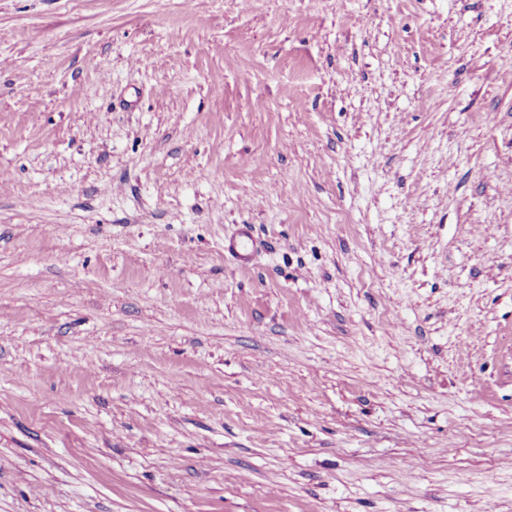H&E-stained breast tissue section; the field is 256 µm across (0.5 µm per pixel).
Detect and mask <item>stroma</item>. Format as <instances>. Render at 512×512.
I'll list each match as a JSON object with an SVG mask.
<instances>
[{
	"instance_id": "stroma-1",
	"label": "stroma",
	"mask_w": 512,
	"mask_h": 512,
	"mask_svg": "<svg viewBox=\"0 0 512 512\" xmlns=\"http://www.w3.org/2000/svg\"><path fill=\"white\" fill-rule=\"evenodd\" d=\"M1 170L0 512H512V0H0Z\"/></svg>"
}]
</instances>
